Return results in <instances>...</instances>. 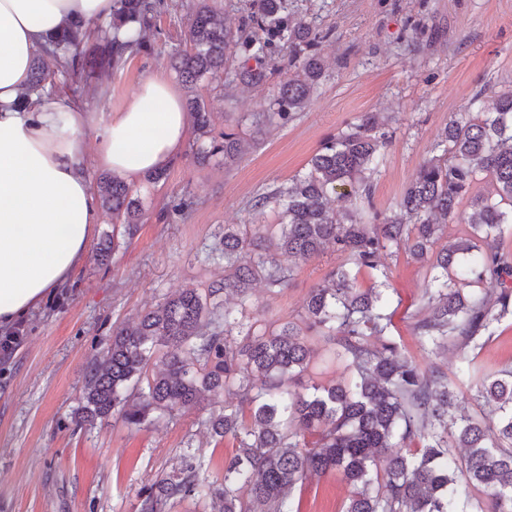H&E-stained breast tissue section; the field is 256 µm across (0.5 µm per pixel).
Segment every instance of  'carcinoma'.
<instances>
[{"label": "carcinoma", "mask_w": 512, "mask_h": 512, "mask_svg": "<svg viewBox=\"0 0 512 512\" xmlns=\"http://www.w3.org/2000/svg\"><path fill=\"white\" fill-rule=\"evenodd\" d=\"M284 2L252 0L245 27L235 32L199 5L189 22L190 50L173 56V67L188 86L207 74L219 77L238 44L255 62L242 68L241 80L259 85L271 75L268 59L286 44L294 55L274 105L278 118L288 120L306 103L323 65L317 54L322 36L282 15ZM164 8V0H114L111 20L91 45L82 26L63 29L35 53L22 105L72 76L124 67ZM481 96L448 122L443 154L421 166L393 214L383 216L371 205L369 174L386 133L368 112L324 142L309 170L279 191L278 232L268 224H252L248 234L224 225L223 247L207 255L224 262L220 288L184 290L144 310L134 325L112 328L87 370L75 426L117 414L139 427L155 414L190 409L206 394L215 407L206 420L211 433L237 444L221 480L201 477L202 460L183 453L171 473L140 489V512H169L175 500L189 496L210 498L215 512H293L296 486L329 471L354 488L344 512H512V367L480 377L475 364V351L512 311V256L500 246L503 226L512 224V91L499 94L490 110ZM189 107L199 137L210 135L206 102L194 97ZM201 152L235 158L243 148L226 132ZM480 174L490 178L493 193L472 197L470 211L459 210ZM346 183L360 204L340 212L327 194ZM98 196L127 234L142 223L124 180L101 178ZM451 221L469 225L471 237L441 246ZM328 244L346 263L311 289L308 328L336 341L337 355L354 376L346 385L292 392L285 382L306 369L311 354L302 328L293 322L262 328L248 311L254 282L281 288L292 267L252 249L307 261ZM401 248L432 273L424 313L412 325L420 346L454 347L458 379L472 384L471 399L490 408L489 415L469 414L458 384L439 367L417 364L388 336L386 282L357 287L352 267L375 269L381 256ZM473 250L477 260L461 261ZM220 289L237 299L236 307L209 302ZM230 394L238 404L227 402ZM308 435L315 441L307 442Z\"/></svg>", "instance_id": "carcinoma-1"}]
</instances>
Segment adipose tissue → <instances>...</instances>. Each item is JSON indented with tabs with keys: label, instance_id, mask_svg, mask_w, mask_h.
I'll use <instances>...</instances> for the list:
<instances>
[{
	"label": "adipose tissue",
	"instance_id": "obj_1",
	"mask_svg": "<svg viewBox=\"0 0 512 512\" xmlns=\"http://www.w3.org/2000/svg\"><path fill=\"white\" fill-rule=\"evenodd\" d=\"M113 0H0V331L72 280L99 222L82 135L88 115L69 98L18 99L51 35L104 22ZM190 116L172 84L147 76L102 125L93 165L126 179L180 156Z\"/></svg>",
	"mask_w": 512,
	"mask_h": 512
}]
</instances>
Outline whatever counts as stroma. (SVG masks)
I'll return each instance as SVG.
<instances>
[{
  "label": "stroma",
  "instance_id": "35a3bbf8",
  "mask_svg": "<svg viewBox=\"0 0 512 512\" xmlns=\"http://www.w3.org/2000/svg\"><path fill=\"white\" fill-rule=\"evenodd\" d=\"M198 2L166 0L167 10L154 20L142 51L123 69L96 72L89 81L70 84L64 95L91 114L86 140L92 151L102 120L155 73L181 98H202L215 133H238L247 150L233 160L218 153L202 162L200 142L191 133L166 180H132L145 214L136 233L125 234L110 212H102L93 241L116 237L108 261L87 258L69 286L22 321L13 350L0 353V512H140V488L171 473L187 451L204 460L210 476H223L235 444L207 432L203 421L211 407L205 402L147 427L114 416L74 428L86 372L113 326L134 322L144 309L182 290L218 286L224 266L206 254L222 241L225 225L280 223L281 205L269 200L259 215L257 199H269L306 173L323 141L364 113L378 114L388 134L371 176L372 206L388 215L423 163L440 155L450 117L477 92L490 103L512 88V0H286L291 19L322 34L323 74L304 109L288 121L258 125L252 115L268 111L280 77L271 75L258 86L228 83V74L246 61L243 50L229 55L226 77L202 78L191 89L170 65L187 47V20ZM180 197L191 200L190 214L169 220L168 207ZM342 261L329 246L294 264L286 286L257 282L252 315L269 324L302 322L311 288ZM383 262L392 336L420 365L433 362L455 376V352L429 356L410 330L412 315L425 304V268L402 250ZM305 339L313 354L300 386L350 379L334 344L314 331ZM476 365L485 374L512 365V314L498 323ZM352 492L336 473L313 476L295 489L293 509L343 512Z\"/></svg>",
  "mask_w": 512,
  "mask_h": 512
}]
</instances>
